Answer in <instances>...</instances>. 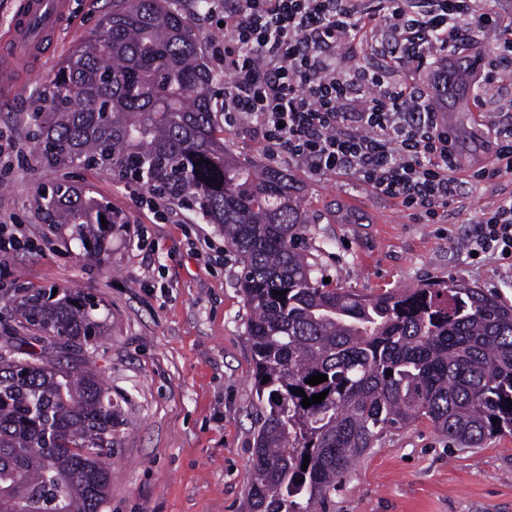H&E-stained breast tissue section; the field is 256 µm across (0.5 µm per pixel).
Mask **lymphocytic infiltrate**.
I'll return each mask as SVG.
<instances>
[{
    "label": "lymphocytic infiltrate",
    "instance_id": "obj_1",
    "mask_svg": "<svg viewBox=\"0 0 512 512\" xmlns=\"http://www.w3.org/2000/svg\"><path fill=\"white\" fill-rule=\"evenodd\" d=\"M228 33L224 124L253 127L270 155L314 176H348L419 224H444L483 184L512 174V122L489 87L512 85V15L495 0H208ZM385 31L390 49L372 35ZM495 45L477 92L489 166L461 176L426 90L449 54ZM381 63L363 65L366 54ZM470 250L512 266V196L478 210Z\"/></svg>",
    "mask_w": 512,
    "mask_h": 512
}]
</instances>
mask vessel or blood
<instances>
[{"label":"vessel or blood","mask_w":512,"mask_h":512,"mask_svg":"<svg viewBox=\"0 0 512 512\" xmlns=\"http://www.w3.org/2000/svg\"><path fill=\"white\" fill-rule=\"evenodd\" d=\"M68 8L67 0H26L17 23L0 36L5 48L18 50L37 44L39 37L32 36L30 24L40 21L41 37L53 36L58 22ZM483 61L474 51L449 55L442 75L433 86L431 96L448 129L449 138H456L461 122H468L471 132H478L487 121L486 109L474 94L471 78L480 73Z\"/></svg>","instance_id":"obj_1"}]
</instances>
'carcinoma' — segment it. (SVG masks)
<instances>
[{"mask_svg": "<svg viewBox=\"0 0 512 512\" xmlns=\"http://www.w3.org/2000/svg\"><path fill=\"white\" fill-rule=\"evenodd\" d=\"M100 32L70 49L29 115L36 156L189 206L238 254L262 408L248 512H326L383 432L421 418L466 447L512 434V305L443 281L329 287L300 246L308 217L291 179L224 147L212 71L173 0H112ZM36 208L89 258L107 254L121 223L105 198L65 180L41 186ZM0 300L43 353L0 364V512H98L124 411L97 373L61 359L105 335L100 301L70 287ZM296 388L328 395L305 408Z\"/></svg>", "mask_w": 512, "mask_h": 512, "instance_id": "obj_1", "label": "carcinoma"}]
</instances>
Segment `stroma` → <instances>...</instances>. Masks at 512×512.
Here are the masks:
<instances>
[{"instance_id": "stroma-1", "label": "stroma", "mask_w": 512, "mask_h": 512, "mask_svg": "<svg viewBox=\"0 0 512 512\" xmlns=\"http://www.w3.org/2000/svg\"><path fill=\"white\" fill-rule=\"evenodd\" d=\"M54 36L36 55L18 52L0 100V224L21 225L34 246L0 262V292L72 286L101 301L106 334L72 353L122 398L127 423L109 461L112 481L100 512H246L254 480L260 405L245 333L248 309L236 252L214 225L188 210L137 204L142 188L82 167L47 169L26 121L69 50L96 31L112 0H69ZM192 21L212 69L223 114L224 64L213 55L226 33L196 0H175ZM228 150L287 173L309 217L304 247L331 284L360 292L454 281L512 305V271L472 259L464 218L415 224L396 202L349 177H316L269 160L252 128L224 131ZM64 178L107 197L127 218L102 261L80 258L66 229L36 210L42 183ZM328 512H512V435L463 449L428 420L384 433L330 497Z\"/></svg>"}]
</instances>
